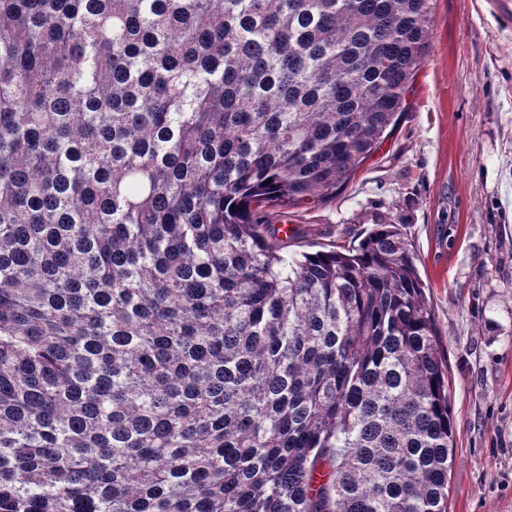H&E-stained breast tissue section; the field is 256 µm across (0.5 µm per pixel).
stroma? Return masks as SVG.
I'll use <instances>...</instances> for the list:
<instances>
[{
  "instance_id": "stroma-1",
  "label": "stroma",
  "mask_w": 512,
  "mask_h": 512,
  "mask_svg": "<svg viewBox=\"0 0 512 512\" xmlns=\"http://www.w3.org/2000/svg\"><path fill=\"white\" fill-rule=\"evenodd\" d=\"M491 0H433L430 51L393 136L335 198L269 209L285 247H352L395 224L448 361V512H512V29ZM455 224L439 242L442 216Z\"/></svg>"
}]
</instances>
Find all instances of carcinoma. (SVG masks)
Instances as JSON below:
<instances>
[{"label":"carcinoma","instance_id":"cac0c4a2","mask_svg":"<svg viewBox=\"0 0 512 512\" xmlns=\"http://www.w3.org/2000/svg\"><path fill=\"white\" fill-rule=\"evenodd\" d=\"M431 0H0V512H448L395 224L291 254L406 112Z\"/></svg>","mask_w":512,"mask_h":512}]
</instances>
